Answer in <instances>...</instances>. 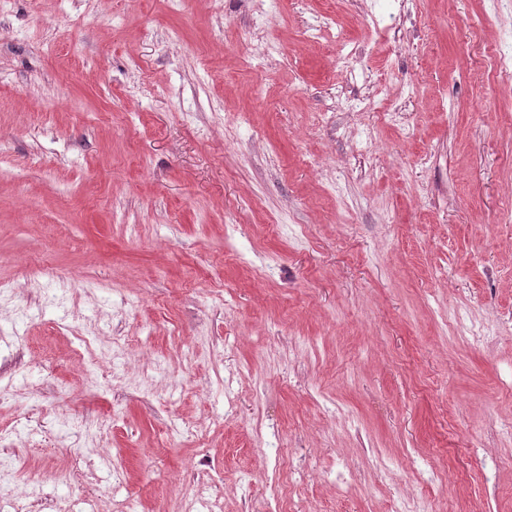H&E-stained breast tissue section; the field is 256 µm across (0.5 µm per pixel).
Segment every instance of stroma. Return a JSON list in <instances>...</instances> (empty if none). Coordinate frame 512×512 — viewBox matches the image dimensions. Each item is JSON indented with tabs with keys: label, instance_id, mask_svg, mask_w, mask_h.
<instances>
[{
	"label": "stroma",
	"instance_id": "obj_1",
	"mask_svg": "<svg viewBox=\"0 0 512 512\" xmlns=\"http://www.w3.org/2000/svg\"><path fill=\"white\" fill-rule=\"evenodd\" d=\"M507 46L512 0H0V493L512 512Z\"/></svg>",
	"mask_w": 512,
	"mask_h": 512
}]
</instances>
